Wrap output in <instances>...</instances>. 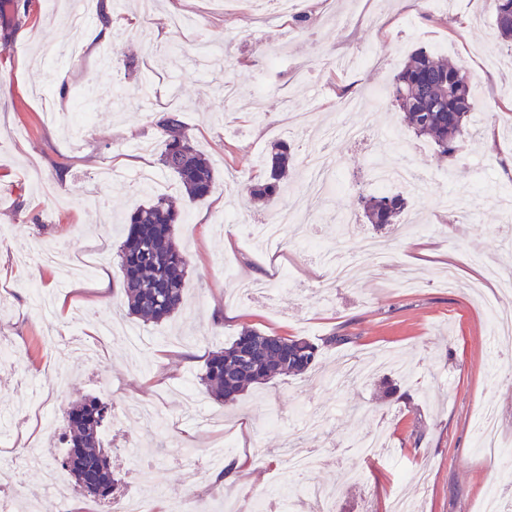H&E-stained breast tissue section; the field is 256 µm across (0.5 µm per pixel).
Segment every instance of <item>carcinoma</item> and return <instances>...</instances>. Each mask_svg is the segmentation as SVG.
Segmentation results:
<instances>
[{"label":"carcinoma","instance_id":"1","mask_svg":"<svg viewBox=\"0 0 512 512\" xmlns=\"http://www.w3.org/2000/svg\"><path fill=\"white\" fill-rule=\"evenodd\" d=\"M486 2L495 16L500 41L512 45V0ZM390 97L414 134L429 139L442 156L456 153L465 140L474 137L470 79L464 67L452 60L419 49L394 75ZM156 126L165 142L161 164L179 179L190 200L206 199L216 182L215 171L192 143L178 113L163 114ZM290 158L287 141L271 144L261 162L264 179L250 186L255 200L269 202L277 195L288 177ZM359 204L368 222L382 229L396 223L408 207V197L377 193L360 197ZM181 221V213L165 196L147 200L126 219L119 253L122 290L129 314L145 322H162L183 303L188 262L175 238ZM320 349L321 345L306 337L245 327L227 347L208 356L200 381L224 405L254 384L312 371ZM67 417L71 433L60 460L62 469L85 493L110 495L115 479L110 458L102 449V434L112 421V405L98 397H85L70 404Z\"/></svg>","mask_w":512,"mask_h":512}]
</instances>
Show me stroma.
I'll return each mask as SVG.
<instances>
[{
    "label": "stroma",
    "mask_w": 512,
    "mask_h": 512,
    "mask_svg": "<svg viewBox=\"0 0 512 512\" xmlns=\"http://www.w3.org/2000/svg\"><path fill=\"white\" fill-rule=\"evenodd\" d=\"M112 33L85 45L101 22L91 6L82 29L69 22L70 0H0V344L16 359L0 363V405L22 421L0 446V496L18 512H40L34 472L22 468L24 434L34 433L47 460L63 455L66 410L96 396L121 412L105 431L117 491L141 495L151 512H173L194 498L199 512L259 499L286 503L313 486L337 489L336 512H479L488 488L512 472V457L479 449L481 406L501 411L500 434L512 442V346L498 344L487 303L499 280L512 277V221L497 196L512 187V50L497 37L482 0H304L309 20L261 27L257 0H109ZM226 45L218 66L199 62L195 35ZM62 54L45 60L44 46ZM462 64L476 103L466 152L440 157L407 127L393 104L376 105L380 88L420 48ZM137 61L128 70L127 57ZM67 77L58 95L55 74ZM372 103L375 130L356 143L329 129L359 122L336 107L344 92ZM84 101L96 115L80 144L47 116ZM178 111L196 147L216 171L212 194L189 202L160 163L158 113ZM397 130L412 147L386 145ZM286 139L293 164L267 205L249 193L250 178L270 144ZM330 148L343 189L309 199V236L328 250H355L362 238L382 241L387 267L367 261L358 278L337 288L319 255L298 238L280 251L255 247L246 225L295 208L309 153ZM415 166L427 182L412 195L399 225L368 224L358 197L373 191L369 162ZM117 181L98 180L104 166ZM172 199L185 222L177 241L189 267L185 305L161 323L128 315L118 285L117 252L125 217L151 196ZM60 243L91 273L67 278L34 265V248ZM460 282L448 289V266ZM113 285L101 297L102 281ZM112 316L142 339L139 355L104 341L96 361L73 335L90 340L97 319ZM320 340L314 375L290 376L248 389L232 405L210 398L199 376L213 351L242 327ZM148 401L164 417L144 433L124 405ZM323 422L305 431L301 411ZM377 440L371 456L353 442ZM222 446L225 460L246 459L250 487L224 484L206 457ZM197 451L196 464L184 459ZM264 448L316 454L303 476L261 459Z\"/></svg>",
    "instance_id": "stroma-1"
}]
</instances>
